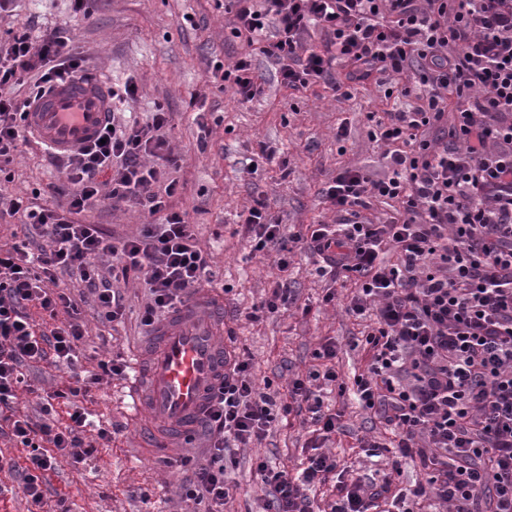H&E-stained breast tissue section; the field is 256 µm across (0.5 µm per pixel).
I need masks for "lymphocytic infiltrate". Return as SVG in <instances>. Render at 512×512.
Here are the masks:
<instances>
[{
  "label": "lymphocytic infiltrate",
  "mask_w": 512,
  "mask_h": 512,
  "mask_svg": "<svg viewBox=\"0 0 512 512\" xmlns=\"http://www.w3.org/2000/svg\"><path fill=\"white\" fill-rule=\"evenodd\" d=\"M231 2L235 35L261 43L286 87L328 79L339 62L360 80L418 67L414 103L387 113L372 135L386 147L385 175L339 171L322 194L340 219L308 225L304 242L320 259V276L359 277L347 311L372 314L365 335L372 356L367 374L354 379V394L392 432L393 456L426 470L427 483L414 497L434 498L447 512H512V0ZM313 28L324 34L318 51L304 45ZM66 33L62 26L36 35L21 29L0 44L1 175L28 142L16 86L33 80L38 96L83 70ZM169 121L161 107L142 119L113 112L100 141L63 169L67 215L9 202L8 214L25 218V237L0 248V435L28 450L18 476L38 512H71L66 499H47L54 452L80 463L96 450L82 436L87 416L77 398L102 377L128 371L122 357L102 360L90 383L40 393L38 416L14 417L26 367L46 362L71 371L79 360L85 330L76 300L58 286L61 276L78 277L102 322L111 323L125 311L115 281L141 275L150 293L141 321L150 328L206 279V253L185 213L168 204L179 188L169 175L178 166ZM105 198L140 205L150 223L114 238L77 221ZM373 198L400 200L403 211L391 223H368L360 211ZM242 226L253 251L274 252L287 268L288 242L264 200L247 207ZM34 307L60 325L37 330ZM248 371L247 361L226 356L207 399L210 458L182 485L184 499L207 502V512H224L230 494L225 449L261 442L277 413L305 408L324 442L339 429L338 415L324 411L312 387L335 382L333 369L293 379L283 404L257 388ZM62 401L72 407L63 428L53 419ZM336 468L319 449L294 475L259 461L267 512H314L307 489L328 482ZM389 491V482L351 469L326 512H381Z\"/></svg>",
  "instance_id": "lymphocytic-infiltrate-1"
}]
</instances>
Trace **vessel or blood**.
<instances>
[{
  "label": "vessel or blood",
  "mask_w": 512,
  "mask_h": 512,
  "mask_svg": "<svg viewBox=\"0 0 512 512\" xmlns=\"http://www.w3.org/2000/svg\"><path fill=\"white\" fill-rule=\"evenodd\" d=\"M26 126L57 156L93 140L112 115L106 79L76 78L30 101ZM128 406L147 411L176 440L193 434L211 387L224 371V297L203 290L187 297L130 363Z\"/></svg>",
  "instance_id": "b4317fda"
}]
</instances>
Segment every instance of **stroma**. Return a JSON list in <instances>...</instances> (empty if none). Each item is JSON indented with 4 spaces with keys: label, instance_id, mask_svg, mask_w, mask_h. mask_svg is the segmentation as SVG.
Segmentation results:
<instances>
[{
    "label": "stroma",
    "instance_id": "35a3bbf8",
    "mask_svg": "<svg viewBox=\"0 0 512 512\" xmlns=\"http://www.w3.org/2000/svg\"><path fill=\"white\" fill-rule=\"evenodd\" d=\"M229 0H85L75 11L72 0H13L0 13V41H8L22 26L40 31L66 26L73 53L85 61L86 73L101 72L113 83L133 82L137 96L128 110L141 117L164 107L170 112L168 138L179 158V192L173 199L193 224L199 245L209 255L211 285L224 292V344L249 362L256 386L287 393L288 383L306 377L320 362L314 352L321 343L336 344L340 382L352 384L363 373L370 354L364 343L366 320L348 315L346 305L354 278L331 280L316 273L318 258L294 248L287 269L273 255L252 252L240 226V215L257 197L264 198L285 237L305 232L310 224H332L335 209L321 191L346 167L374 179L386 172L383 149L370 133L406 97H385L375 81L352 82L348 70H333L331 82L305 89L285 87L279 68L259 46H246L231 33ZM250 56L263 78V93L245 102L213 78L216 63L231 64ZM215 117L209 135H201L191 118L198 106ZM344 138H337L338 129ZM276 152L268 161L263 146ZM63 161L27 144L10 178H0V201L24 202L66 212L67 199L52 192ZM84 224L100 225L114 237L136 233L149 220L137 205L112 206L98 202L79 214ZM289 281L295 301L287 311L252 321L253 307L268 299L280 281ZM125 296L123 317L101 323L93 304L80 307L87 335L78 368L95 370L99 359L131 354L146 339L140 313L147 290L138 275L121 282ZM336 298L323 303L327 289ZM125 382L103 379L92 385L82 405L95 421L86 431L96 442L91 459L74 463L58 455L57 467L47 473L49 499L66 497L72 512H205L204 506L181 502L178 491L187 472L181 458L200 464L208 458L209 442L196 434L177 452L148 449L142 432L148 418H134L123 398ZM326 405L342 414L346 430L330 443L345 465L366 463L360 439L380 437L384 428L372 413L350 395L328 394ZM117 427L111 439L97 437L98 427ZM313 440L311 425L297 414H281L265 439L235 451L228 473L238 488L224 512H262L266 491L255 477L258 460L294 468L305 458ZM27 451L0 436V512H27L29 505L15 477L25 466Z\"/></svg>",
    "mask_w": 512,
    "mask_h": 512
}]
</instances>
